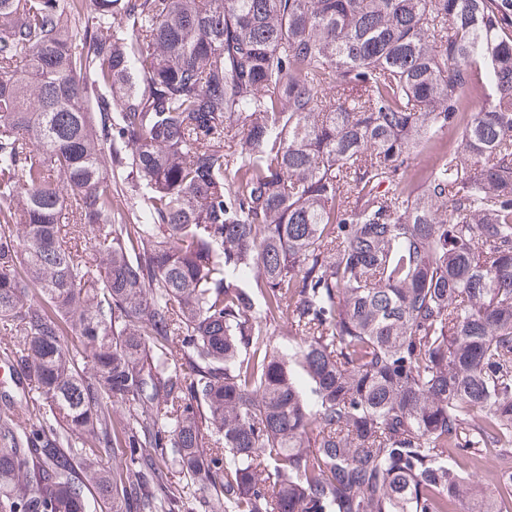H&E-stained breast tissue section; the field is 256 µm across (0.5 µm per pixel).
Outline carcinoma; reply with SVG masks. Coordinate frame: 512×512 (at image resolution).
Here are the masks:
<instances>
[{"label":"carcinoma","mask_w":512,"mask_h":512,"mask_svg":"<svg viewBox=\"0 0 512 512\" xmlns=\"http://www.w3.org/2000/svg\"><path fill=\"white\" fill-rule=\"evenodd\" d=\"M0 336V512H506L512 0H0ZM503 466L502 460L495 454L486 455L478 468L472 470L469 481L474 493L483 494L490 487L492 476ZM180 512H212L213 492L202 483L189 484Z\"/></svg>","instance_id":"1"}]
</instances>
